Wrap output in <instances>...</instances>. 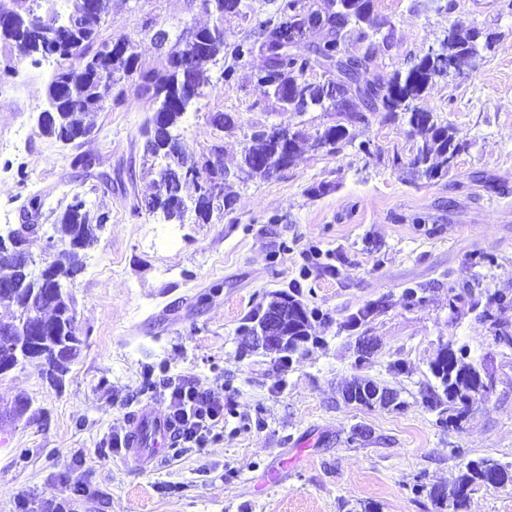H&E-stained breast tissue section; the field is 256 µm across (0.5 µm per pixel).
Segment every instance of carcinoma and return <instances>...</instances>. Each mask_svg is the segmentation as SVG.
Segmentation results:
<instances>
[{"label":"carcinoma","instance_id":"carcinoma-1","mask_svg":"<svg viewBox=\"0 0 512 512\" xmlns=\"http://www.w3.org/2000/svg\"><path fill=\"white\" fill-rule=\"evenodd\" d=\"M90 0H13L11 9L0 14V82L14 78L13 61L29 57L36 65L46 60L53 70L44 86L46 108L51 119L38 124L40 133L62 144H70L89 135L92 126L86 123L90 112H104L112 103L125 97L127 88L135 86L138 94L152 104V115L145 121L141 135L144 152L160 161L153 179L154 191L136 199L133 211L162 213L169 222H182L184 213L172 207L171 200L181 194L187 182L195 186L198 208L196 217L209 221L213 211L229 209L235 200L231 192L230 173L224 161L212 167L204 159L197 160L189 147L172 146L168 132L178 131L193 101L203 95L212 82L213 68L224 59V15H238L247 20L250 34L232 44L234 63L219 69L217 79L230 84L237 79L236 64L256 53L266 57V65L252 74V79L265 89L273 100L276 112H326L325 101L359 100L361 109L335 108L336 122L316 132L311 147L327 155L340 153L352 143L350 127L365 124L371 117L383 122L407 120L413 140L407 163L394 156L393 162L404 164L410 182L434 180L448 173L466 141L456 128L443 125L430 112L422 111L416 101L452 70L460 74L472 68L481 51L496 42V35L474 25L458 24L449 28L442 52L436 57L422 56L407 67H398L380 75L376 81L363 84L361 71L376 59L378 44L392 46L395 27L374 10V0H326L314 5L311 0H273V9L265 14L247 10L246 0H212L209 8L214 23L194 27L185 21L167 53L165 74L157 76L139 69L135 40L122 36H102L109 0H100L95 14L86 11ZM362 43L365 49L355 53L351 47ZM191 64L188 84L182 81V67ZM325 70V81L312 82L307 73L315 67ZM271 142L263 129L246 139L237 169L252 180L272 177L265 167ZM55 213V209H50ZM57 214V213H55ZM108 221L97 214L87 202L75 194L52 224L55 241L53 264L70 276L81 271L79 255L98 242V231ZM31 288L0 287V303L16 307L15 316L22 315ZM43 296L52 306L42 312L40 351L51 352L65 345L69 358L49 368L38 360L31 365L52 382H59L80 355L83 340L78 332L77 312L69 293L59 294L50 288ZM288 301L291 314L284 332L290 336L288 345L276 353L293 355L316 343L311 321L316 314L299 299V292L276 291L264 312ZM385 306V299L368 300L350 313L346 326L357 330ZM435 383L428 384L423 403L438 412L440 423L459 427L469 418L474 407L494 389V380L485 371L457 355L453 344L442 346L430 365ZM380 385L372 380L355 379L343 389L349 404L372 407L371 397ZM512 488V465L484 457L468 461L452 481L428 492L438 508L450 507L452 512H467L470 494L477 487Z\"/></svg>","mask_w":512,"mask_h":512}]
</instances>
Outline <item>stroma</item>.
Masks as SVG:
<instances>
[{
  "instance_id": "obj_1",
  "label": "stroma",
  "mask_w": 512,
  "mask_h": 512,
  "mask_svg": "<svg viewBox=\"0 0 512 512\" xmlns=\"http://www.w3.org/2000/svg\"><path fill=\"white\" fill-rule=\"evenodd\" d=\"M375 11L394 24L395 43L379 48L365 82L410 65L456 22L499 36L475 69L439 80L418 102L469 143L448 175L409 183L391 163L410 155L407 125L374 118L353 127L339 155L308 149L271 179L237 185L232 210L205 224L132 210L151 191L144 97L128 90L92 114L90 137L66 147L37 126L51 66L16 61L14 79L0 83V225L20 223L32 192L49 206L33 223L53 224L75 193L109 220L72 289L84 345L69 373L59 384L31 366L0 378V512H439L428 490L468 460L512 463V350L494 339L495 323L512 327V0H448L441 11L431 0H375ZM148 19L172 33L184 19L213 23L197 0H111L107 33L134 38L143 69L156 72L165 50ZM265 63L254 55L235 82L205 88L180 125L196 155L221 147L231 169L257 127L312 135L335 123L331 112L273 111L250 80ZM213 112L230 113L234 126L217 129ZM77 150L111 176V191L71 167ZM324 181L332 190L311 196ZM292 288L315 311L319 342L284 365L253 350L244 327L271 293ZM471 288L492 297L491 319L470 311ZM383 295L387 307L367 326L377 348L363 360L344 322ZM449 341L496 383L458 429L423 403L429 364ZM180 375L223 385L224 430L132 472L109 435L144 404L165 413L149 383ZM356 377L396 389L400 407L346 403L341 388ZM19 396L36 416L5 415Z\"/></svg>"
}]
</instances>
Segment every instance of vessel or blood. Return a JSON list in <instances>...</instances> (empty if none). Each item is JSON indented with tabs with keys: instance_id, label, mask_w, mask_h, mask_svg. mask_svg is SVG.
Here are the masks:
<instances>
[{
	"instance_id": "1",
	"label": "vessel or blood",
	"mask_w": 512,
	"mask_h": 512,
	"mask_svg": "<svg viewBox=\"0 0 512 512\" xmlns=\"http://www.w3.org/2000/svg\"><path fill=\"white\" fill-rule=\"evenodd\" d=\"M129 455L127 464L143 470L169 444L172 429L167 420L157 415L150 405H143L128 420Z\"/></svg>"
}]
</instances>
